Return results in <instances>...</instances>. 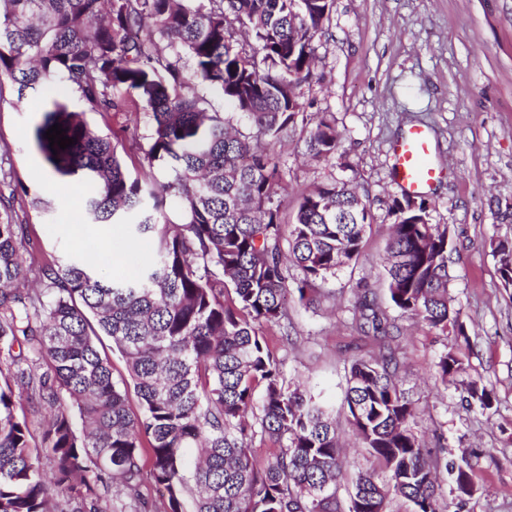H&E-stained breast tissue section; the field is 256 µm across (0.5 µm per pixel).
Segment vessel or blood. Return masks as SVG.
<instances>
[{"label": "vessel or blood", "mask_w": 512, "mask_h": 512, "mask_svg": "<svg viewBox=\"0 0 512 512\" xmlns=\"http://www.w3.org/2000/svg\"><path fill=\"white\" fill-rule=\"evenodd\" d=\"M430 138L421 127L410 128L393 147V179L405 192L419 194L440 177L439 170L428 161Z\"/></svg>", "instance_id": "obj_1"}]
</instances>
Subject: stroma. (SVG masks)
I'll return each instance as SVG.
<instances>
[{
	"instance_id": "35a3bbf8",
	"label": "stroma",
	"mask_w": 512,
	"mask_h": 512,
	"mask_svg": "<svg viewBox=\"0 0 512 512\" xmlns=\"http://www.w3.org/2000/svg\"><path fill=\"white\" fill-rule=\"evenodd\" d=\"M317 54L324 81L303 87L306 112L314 120L335 113L342 150L309 160L308 132L299 127L273 146L287 185L282 216L292 220L301 193L336 178L358 185L375 220L359 263L327 283L334 309L292 304L285 377L343 418L348 360L370 348L351 325L354 290L366 283L380 304L388 302L381 261L393 222L388 206L401 194L391 147L409 128H427L443 175L424 198L430 223L448 229L450 293L464 331L439 336L401 321L403 384L415 402V430L429 440L442 436L448 459L475 457L477 493L462 500L445 492L446 512H512V286H503L493 254L496 242L512 239V0H336ZM41 111L36 100L18 99L10 83L0 84V195L21 183L56 203L46 217L15 201L13 223L30 225L47 254L93 253L105 275H132L148 264L151 237L128 250L126 234L85 224L82 192L50 177L33 143ZM85 119L117 137L131 175L146 173L145 123L122 112L105 118L89 110ZM448 350L462 358L464 378L493 388L496 410L468 404L459 379L441 383L434 363Z\"/></svg>"
}]
</instances>
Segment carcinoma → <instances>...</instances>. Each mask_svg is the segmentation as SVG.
<instances>
[{"label": "carcinoma", "mask_w": 512, "mask_h": 512, "mask_svg": "<svg viewBox=\"0 0 512 512\" xmlns=\"http://www.w3.org/2000/svg\"><path fill=\"white\" fill-rule=\"evenodd\" d=\"M335 0H0V77L18 99L42 95L33 140L51 174L77 180L92 224H126L154 239L152 261L104 277L80 257H46L30 226L0 218V512H142L143 468L158 512H443L441 473L472 496V464L448 462L413 428L386 312L360 285L353 320L373 351L347 367L345 420L369 466L353 467L336 419L285 380L264 329L285 331L288 297L311 306L323 285L362 253L371 206L333 179L302 194L283 222V174L270 146L306 125L301 89L318 83L316 39ZM203 85L242 112L230 124ZM76 94L106 117L147 119L133 177L108 135L62 98ZM74 139L62 150L46 131ZM314 160L341 147L333 112L305 140ZM43 215L51 201L30 196ZM383 257L400 314L441 334L463 333L449 292L448 229L424 203L395 198ZM504 285L512 241L495 247ZM125 360L116 381L102 337ZM442 382L465 372L454 352ZM133 385L138 409L127 397ZM481 410L497 402L462 383ZM275 451L259 458L256 443ZM196 459L187 469L186 452ZM52 464L46 474L43 461ZM352 487L346 505L336 490Z\"/></svg>", "instance_id": "1"}]
</instances>
